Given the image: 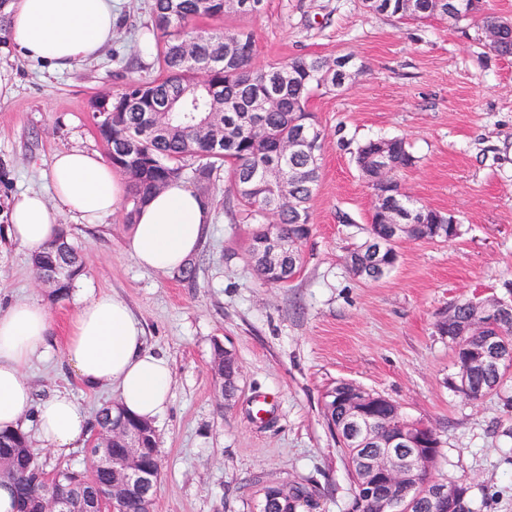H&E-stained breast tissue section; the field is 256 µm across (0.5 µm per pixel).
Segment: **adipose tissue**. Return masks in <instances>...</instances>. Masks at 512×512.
<instances>
[{"label": "adipose tissue", "instance_id": "1", "mask_svg": "<svg viewBox=\"0 0 512 512\" xmlns=\"http://www.w3.org/2000/svg\"><path fill=\"white\" fill-rule=\"evenodd\" d=\"M0 11L16 50L52 69L93 59L112 41V0H7ZM48 179L51 196L22 194L0 229L32 251L57 239L60 215L93 224L123 202L119 176L94 152L58 151ZM211 221L207 202L182 181H173L137 211L124 249L144 269L172 272L198 253ZM75 301L64 364L85 389L115 390L129 414L147 420L160 416L170 401L172 370L165 356L146 348L140 321L108 293L80 288ZM49 330L48 309L40 298L0 308V430H33L42 447L67 453L90 436L86 413L66 393L35 399L24 376L33 361L49 354Z\"/></svg>", "mask_w": 512, "mask_h": 512}]
</instances>
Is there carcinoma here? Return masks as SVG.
Instances as JSON below:
<instances>
[{
    "mask_svg": "<svg viewBox=\"0 0 512 512\" xmlns=\"http://www.w3.org/2000/svg\"><path fill=\"white\" fill-rule=\"evenodd\" d=\"M379 13L401 20L423 21L443 17L430 11L414 14L405 8L404 0H381ZM264 0H154L152 14L157 30V61L160 78L137 79L125 83L112 94L109 104L112 122L102 124L105 108L99 99L91 102L92 119L101 138L112 151V166L129 179V209L127 223H133L137 209L158 191V186L180 180L190 174L199 182L211 179L223 170L230 179L231 194L243 208L246 219L259 225L253 241L263 235L266 225L284 226L288 237L303 242L311 234L309 201L320 175V156L300 154L283 162L278 159L280 145L302 136L308 140H322L319 123H308L310 98L315 90L334 92L342 88L338 74H327V58L300 55L286 62L257 67L253 63L256 44L253 30L242 27L232 33L210 31L198 26L201 19L218 20L228 13L240 17H254L263 10ZM189 42L194 55L185 57L179 52L181 44ZM275 97L278 108L266 109V101ZM167 105L168 112L155 108ZM211 120L224 127V143L215 148L209 143V133L202 122ZM387 141L393 145V161L403 169L415 165L416 157L401 138L379 137L360 145L355 152V164L360 175L372 183L373 171L368 159L378 144ZM266 180L260 192L249 190L251 181ZM388 236L384 224H371L366 242L350 252L354 258L368 251L367 242ZM32 265L43 277L55 266L67 269L66 280L51 289L55 297L68 294L75 278L82 272V262L76 247L65 233L42 251L31 257ZM485 334L499 337L505 358L500 373L486 376L477 373L468 382L483 385L486 394L496 395L509 405L512 403V316ZM223 349H215L214 371L222 381L221 395L232 396L237 390L238 363H223ZM325 415L329 424L341 425L346 420V406L342 398L324 394ZM126 427L144 435L142 456L145 464L160 476L159 436L151 422L125 415ZM347 460L353 483L361 480L357 461L371 451L369 445L356 439L338 438ZM45 473L29 448L28 435L21 431H0V481H8L15 489L17 509L24 512L40 507L48 488L41 475ZM55 482L67 488L82 486L93 498H112V486L106 475L88 470L56 468ZM288 498L280 500V512H293V502L311 499L315 489L306 482L283 481ZM457 495V512H473L470 507V484L451 483ZM150 499L131 496L115 505L116 512H146Z\"/></svg>",
    "mask_w": 512,
    "mask_h": 512,
    "instance_id": "cac0c4a2",
    "label": "carcinoma"
}]
</instances>
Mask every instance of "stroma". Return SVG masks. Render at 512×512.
Wrapping results in <instances>:
<instances>
[{
  "instance_id": "35a3bbf8",
  "label": "stroma",
  "mask_w": 512,
  "mask_h": 512,
  "mask_svg": "<svg viewBox=\"0 0 512 512\" xmlns=\"http://www.w3.org/2000/svg\"><path fill=\"white\" fill-rule=\"evenodd\" d=\"M151 3L117 0L111 44L57 72L0 39V77L14 88L0 98V225L21 192L46 191L55 152L107 155L89 102L156 76ZM481 25L478 17L453 26L401 21L366 10L363 0H266L259 16L211 21L223 32L252 28L259 67L304 54L354 58L353 84L317 91L310 103L324 130L320 179L312 233L288 283L254 272V227L225 213L223 174L196 188L214 219L190 281L136 265L123 248V212L94 227L60 217L91 286L126 302L148 347L170 361L172 397L154 421L163 465L155 512H256L259 478L308 482L319 492L314 512H348L352 478L323 413L326 389L340 381L435 428V476L467 479L473 512H512V408L494 396L467 400L451 387L459 368L437 330L460 299L512 294V58L489 50ZM381 136L404 138L417 158L398 176L403 192L452 215L460 234L402 243L395 266L367 282L348 268L374 205L353 153ZM31 295L46 298L51 335L66 336L72 297H50L30 251L0 237V304ZM218 345L241 368L229 399L213 370ZM25 376L36 397L68 391L92 417L117 398L82 388L55 355Z\"/></svg>"
}]
</instances>
